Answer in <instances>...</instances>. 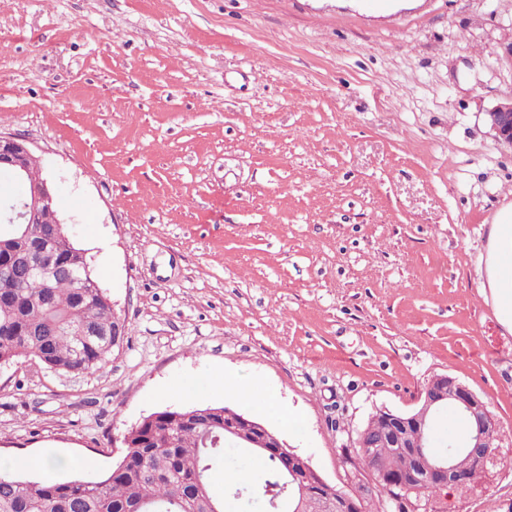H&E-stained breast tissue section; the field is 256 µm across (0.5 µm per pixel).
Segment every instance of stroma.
<instances>
[{
  "mask_svg": "<svg viewBox=\"0 0 512 512\" xmlns=\"http://www.w3.org/2000/svg\"><path fill=\"white\" fill-rule=\"evenodd\" d=\"M512 0H0V133L25 139L126 322L99 370L0 367V461L102 473L225 375L331 485L432 374L507 439L421 512H512V332L487 287L512 205ZM294 427L280 428L281 410ZM486 115L497 140L512 146V96L496 104Z\"/></svg>",
  "mask_w": 512,
  "mask_h": 512,
  "instance_id": "35a3bbf8",
  "label": "stroma"
}]
</instances>
